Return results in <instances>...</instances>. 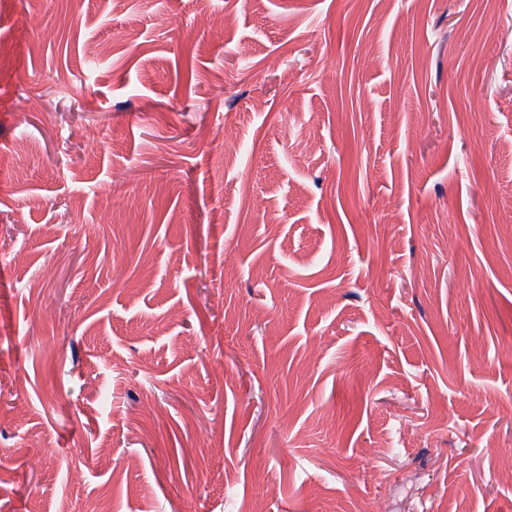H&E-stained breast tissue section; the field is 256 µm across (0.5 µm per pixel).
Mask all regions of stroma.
Listing matches in <instances>:
<instances>
[{"mask_svg": "<svg viewBox=\"0 0 512 512\" xmlns=\"http://www.w3.org/2000/svg\"><path fill=\"white\" fill-rule=\"evenodd\" d=\"M496 25L0 0V512H512Z\"/></svg>", "mask_w": 512, "mask_h": 512, "instance_id": "1", "label": "stroma"}]
</instances>
